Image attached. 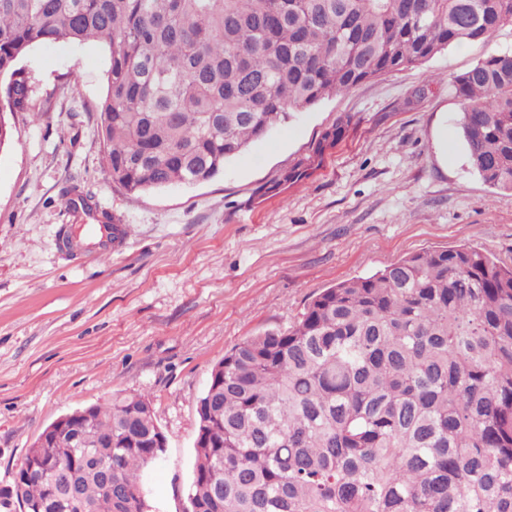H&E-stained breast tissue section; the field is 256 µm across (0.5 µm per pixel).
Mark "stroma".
<instances>
[{"label": "stroma", "instance_id": "obj_1", "mask_svg": "<svg viewBox=\"0 0 512 512\" xmlns=\"http://www.w3.org/2000/svg\"><path fill=\"white\" fill-rule=\"evenodd\" d=\"M512 51V25L293 113L195 185L139 195L113 183L98 136L109 52L40 45L22 57L26 110L0 151V487L59 416L147 397L167 437L144 472L153 512H184L197 401L244 339L288 328L336 283L466 244L512 263V193L468 161L456 75ZM349 120L309 178L271 185ZM126 227L106 254L69 255L87 223L66 197Z\"/></svg>", "mask_w": 512, "mask_h": 512}]
</instances>
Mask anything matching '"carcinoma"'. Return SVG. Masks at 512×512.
Listing matches in <instances>:
<instances>
[{
    "label": "carcinoma",
    "instance_id": "obj_1",
    "mask_svg": "<svg viewBox=\"0 0 512 512\" xmlns=\"http://www.w3.org/2000/svg\"><path fill=\"white\" fill-rule=\"evenodd\" d=\"M508 24L512 0H0V150L28 98L17 62L45 43L108 46L98 132L112 182L142 194L206 182L290 113ZM454 83L472 169L512 192V52ZM347 125L268 190L309 177ZM88 412L112 447L29 448L22 512H64V470L90 512H150V400ZM197 414L185 512H512V266L458 246L326 288L227 351Z\"/></svg>",
    "mask_w": 512,
    "mask_h": 512
}]
</instances>
